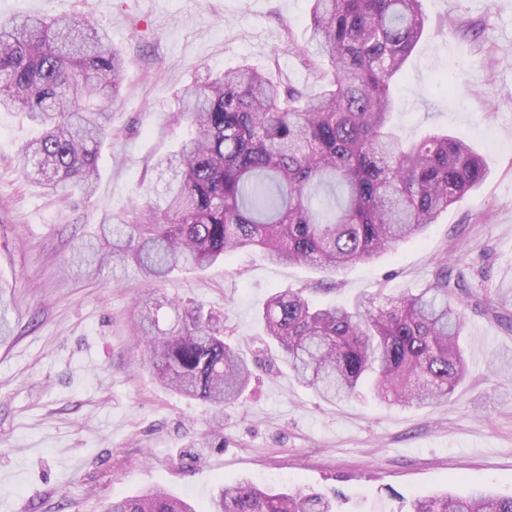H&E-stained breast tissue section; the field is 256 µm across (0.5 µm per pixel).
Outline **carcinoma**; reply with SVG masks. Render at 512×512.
I'll return each instance as SVG.
<instances>
[{
	"instance_id": "carcinoma-1",
	"label": "carcinoma",
	"mask_w": 512,
	"mask_h": 512,
	"mask_svg": "<svg viewBox=\"0 0 512 512\" xmlns=\"http://www.w3.org/2000/svg\"><path fill=\"white\" fill-rule=\"evenodd\" d=\"M423 0H312L308 63L332 79L309 95L249 63L207 73L182 95L189 134L157 160L158 201L103 216L95 242L78 247L99 274L132 265L147 280L202 270L246 248L273 263L339 275L416 238L480 187L482 157L463 138L432 132L404 143L393 131L394 80L422 39ZM124 59L86 14L0 21V110L26 114L37 135L17 152L20 173L52 202L91 198L109 110L121 98ZM464 277L448 261L417 293L359 295L319 307L302 289L268 298V346L326 401L368 386L392 405L448 400L466 375ZM172 320L160 326L158 310ZM148 294L133 329L144 336L159 382L216 409L235 402L252 371L223 336V317L201 304ZM318 492H274L243 478L220 486L209 512H335ZM103 512H197L157 488L109 502ZM399 512H512V496L480 489L410 500Z\"/></svg>"
}]
</instances>
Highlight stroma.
I'll list each match as a JSON object with an SVG mask.
<instances>
[{"instance_id":"obj_1","label":"stroma","mask_w":512,"mask_h":512,"mask_svg":"<svg viewBox=\"0 0 512 512\" xmlns=\"http://www.w3.org/2000/svg\"><path fill=\"white\" fill-rule=\"evenodd\" d=\"M310 0H0V19L91 14L125 58L114 139L91 199L49 201L15 165L33 134L0 112V512H100L149 488L189 494L207 512L217 481L339 494L340 512H397L401 499L512 496V0H423L426 35L397 84L395 124L465 137L488 169L481 187L418 239L334 278L246 249L150 286L134 271L86 272L79 238L156 181L154 164L188 126L183 91L200 74L248 61L307 94L325 64L296 54L310 39ZM470 285L461 340L465 380L431 407L390 406L369 392L329 402L266 348L259 312L305 289L317 305L424 287L439 259ZM223 313L255 377L216 413L163 389L131 314L145 291Z\"/></svg>"}]
</instances>
